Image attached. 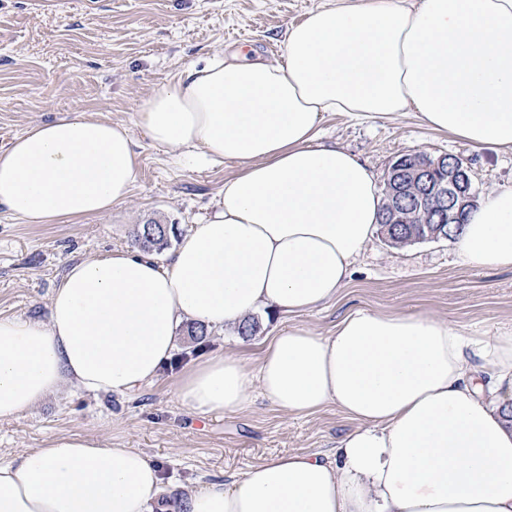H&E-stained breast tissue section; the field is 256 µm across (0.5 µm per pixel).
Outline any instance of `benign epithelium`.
Here are the masks:
<instances>
[{"label":"benign epithelium","instance_id":"7a95c632","mask_svg":"<svg viewBox=\"0 0 512 512\" xmlns=\"http://www.w3.org/2000/svg\"><path fill=\"white\" fill-rule=\"evenodd\" d=\"M384 193L387 224L395 217L402 224H441L475 205L478 197L468 162L450 163L446 155L433 161L420 153L404 155L390 166Z\"/></svg>","mask_w":512,"mask_h":512}]
</instances>
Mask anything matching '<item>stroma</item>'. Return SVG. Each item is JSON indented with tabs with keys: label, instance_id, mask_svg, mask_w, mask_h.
<instances>
[{
	"label": "stroma",
	"instance_id": "1",
	"mask_svg": "<svg viewBox=\"0 0 512 512\" xmlns=\"http://www.w3.org/2000/svg\"><path fill=\"white\" fill-rule=\"evenodd\" d=\"M320 2L0 0V149L34 124L84 112L130 126L138 162L127 199L104 215L27 224L0 208V316L46 320L53 288L72 263L131 247L140 225L173 224L183 234L207 218L237 165L155 145L136 126L139 103L193 63L239 50L280 59L289 25ZM319 140L349 150L380 181L398 156L425 152L468 160L478 193L512 184V152L474 147L412 112L365 121L329 115ZM356 309L429 311L471 338L490 337L512 330V271L462 266L448 240L396 248L374 233L336 302L294 319L264 309L254 335L215 331L201 346L178 328L173 358L134 392L94 394L67 384L29 412L0 419V464L79 435L142 451L184 494L278 454L330 452L354 426L336 406L291 415L258 398L236 413L198 415L176 388L210 356L232 353L252 367L266 337L296 323L328 336Z\"/></svg>",
	"mask_w": 512,
	"mask_h": 512
}]
</instances>
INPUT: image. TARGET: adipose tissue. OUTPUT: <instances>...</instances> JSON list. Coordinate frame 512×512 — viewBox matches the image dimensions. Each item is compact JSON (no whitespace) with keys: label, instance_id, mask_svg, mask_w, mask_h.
I'll list each match as a JSON object with an SVG mask.
<instances>
[{"label":"adipose tissue","instance_id":"obj_1","mask_svg":"<svg viewBox=\"0 0 512 512\" xmlns=\"http://www.w3.org/2000/svg\"><path fill=\"white\" fill-rule=\"evenodd\" d=\"M411 110L473 146L512 151V0H323L281 60L241 53L144 98L155 143L235 161L213 214L169 265L125 248L72 264L47 321L0 317V419L63 383L127 394L173 355L186 320L239 328L263 308L334 301L381 220L351 152L316 142L328 113ZM136 175L129 128L83 113L0 150V207L28 224L97 216ZM469 268L512 269V185L481 197L456 240ZM199 415L254 394L292 415L335 405L355 426L332 453H287L180 496L179 512H512V333L465 336L424 312L358 309L321 336H272L255 367L210 357L177 385ZM170 490L143 452L62 436L0 465V512H155Z\"/></svg>","mask_w":512,"mask_h":512}]
</instances>
